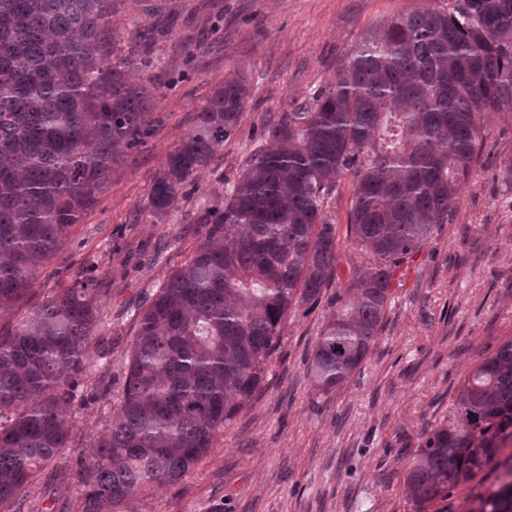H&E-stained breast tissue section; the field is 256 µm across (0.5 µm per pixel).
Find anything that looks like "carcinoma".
Wrapping results in <instances>:
<instances>
[{"label": "carcinoma", "instance_id": "obj_1", "mask_svg": "<svg viewBox=\"0 0 512 512\" xmlns=\"http://www.w3.org/2000/svg\"><path fill=\"white\" fill-rule=\"evenodd\" d=\"M118 0H0V321L152 134L155 87L128 80ZM248 89L224 79L155 174L163 219L224 147ZM512 110V0H448L370 29L308 102L264 126L201 245L135 310L115 419L75 471V512H128L175 485L264 380L288 313L337 275L325 203L354 181L349 229L368 256L336 293L309 363L328 393L355 376L383 327L392 273L449 223L476 174L488 119ZM103 289H58L17 327L0 326V512L69 447L75 377L101 322ZM512 338L467 374L423 439L402 494L417 512L486 468L496 480L465 512H512Z\"/></svg>", "mask_w": 512, "mask_h": 512}]
</instances>
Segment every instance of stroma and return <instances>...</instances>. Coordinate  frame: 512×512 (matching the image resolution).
<instances>
[{
	"mask_svg": "<svg viewBox=\"0 0 512 512\" xmlns=\"http://www.w3.org/2000/svg\"><path fill=\"white\" fill-rule=\"evenodd\" d=\"M447 0H122L112 16L122 54L148 55L157 89L156 132L112 171V187L33 278V303L77 277L103 288V321L89 348L90 379L106 392L78 393L70 448L25 495L22 512L53 502L70 512L77 482L59 471L87 456L125 382L134 309L199 246L201 216L224 206L227 182L256 147L264 124L303 105L346 63L366 29ZM163 28L151 48L138 35ZM249 96L234 135L164 221L147 210L166 154L224 78ZM512 112L487 127L479 169L451 223L396 268L392 302L359 373L337 390H314L306 374L314 343L365 258L347 237L354 183L343 176L325 212L337 226L338 275L319 305L289 314L261 389L215 436L176 485L136 499L134 512H415L401 490L413 454L439 425L467 373L512 338ZM112 343L100 360L101 340Z\"/></svg>",
	"mask_w": 512,
	"mask_h": 512,
	"instance_id": "obj_1",
	"label": "stroma"
}]
</instances>
